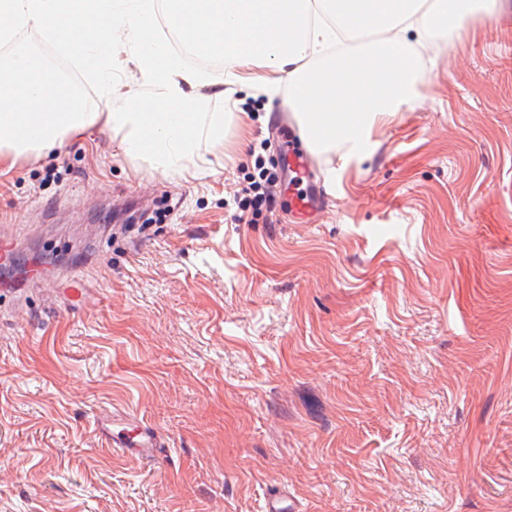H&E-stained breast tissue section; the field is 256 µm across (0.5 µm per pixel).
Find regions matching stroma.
Here are the masks:
<instances>
[{
    "mask_svg": "<svg viewBox=\"0 0 512 512\" xmlns=\"http://www.w3.org/2000/svg\"><path fill=\"white\" fill-rule=\"evenodd\" d=\"M414 50L306 222L253 201L284 83L224 85L196 175L100 126L0 173V232L60 259L0 286V512H512V0ZM104 421L100 424L102 439L106 442L108 448H114L129 456L140 460H154L161 453V448H165V443L155 433L150 425L143 424L140 432L134 437L124 435H114L112 432V421Z\"/></svg>",
    "mask_w": 512,
    "mask_h": 512,
    "instance_id": "stroma-1",
    "label": "stroma"
}]
</instances>
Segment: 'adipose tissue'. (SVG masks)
<instances>
[{"label": "adipose tissue", "mask_w": 512, "mask_h": 512, "mask_svg": "<svg viewBox=\"0 0 512 512\" xmlns=\"http://www.w3.org/2000/svg\"><path fill=\"white\" fill-rule=\"evenodd\" d=\"M166 22L194 54L217 58L214 76L185 65L155 34L151 0H0V44L39 30L111 87L123 61L137 67L150 99L126 92L98 112L78 107L70 85L39 55L0 68V168L62 146L89 128L123 132L127 153L172 168L206 163L224 135V112L201 84L223 86L257 66L287 77L288 100L316 153L365 145L376 119L410 104L411 36L456 34L494 19L502 0H165ZM372 34L366 50L329 54L338 36Z\"/></svg>", "instance_id": "1"}]
</instances>
